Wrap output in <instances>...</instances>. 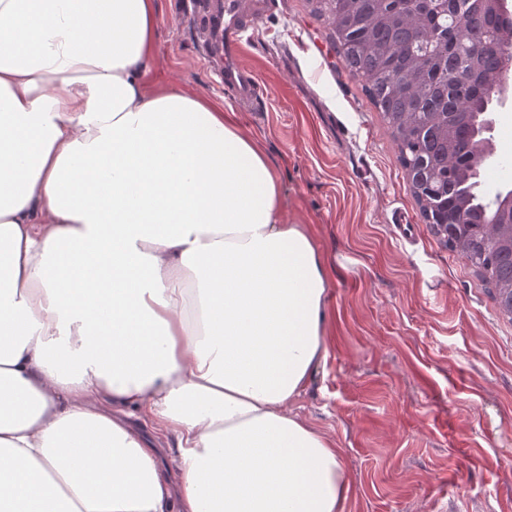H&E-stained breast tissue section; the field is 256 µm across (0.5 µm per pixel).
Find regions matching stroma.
Segmentation results:
<instances>
[{"mask_svg": "<svg viewBox=\"0 0 512 512\" xmlns=\"http://www.w3.org/2000/svg\"><path fill=\"white\" fill-rule=\"evenodd\" d=\"M272 0L242 50L261 91L238 105L194 0H158L150 86L235 113L277 167L284 216L333 269L328 356L296 410L334 438L348 512H512V320L421 216L390 132L312 13Z\"/></svg>", "mask_w": 512, "mask_h": 512, "instance_id": "stroma-1", "label": "stroma"}]
</instances>
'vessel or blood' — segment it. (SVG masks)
<instances>
[{
	"label": "vessel or blood",
	"instance_id": "b4317fda",
	"mask_svg": "<svg viewBox=\"0 0 512 512\" xmlns=\"http://www.w3.org/2000/svg\"><path fill=\"white\" fill-rule=\"evenodd\" d=\"M206 21L201 29L203 48L215 59L224 87L240 105L252 104L260 86L255 72L239 61L249 34L270 8V0H199Z\"/></svg>",
	"mask_w": 512,
	"mask_h": 512
}]
</instances>
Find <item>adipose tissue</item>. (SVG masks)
<instances>
[{"label": "adipose tissue", "mask_w": 512, "mask_h": 512, "mask_svg": "<svg viewBox=\"0 0 512 512\" xmlns=\"http://www.w3.org/2000/svg\"><path fill=\"white\" fill-rule=\"evenodd\" d=\"M156 13L0 0V512H346L295 409L333 274L234 113L147 88Z\"/></svg>", "instance_id": "ef3b65f1"}]
</instances>
